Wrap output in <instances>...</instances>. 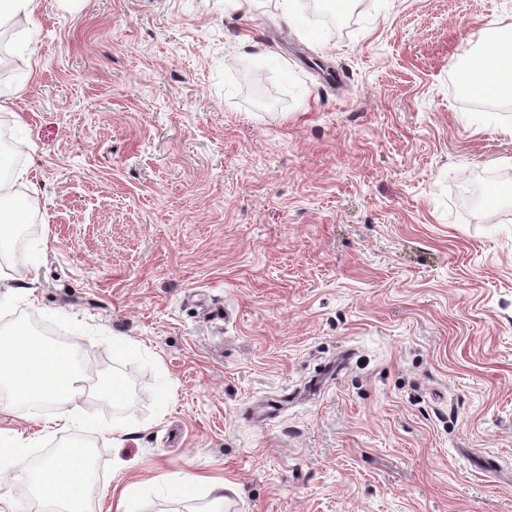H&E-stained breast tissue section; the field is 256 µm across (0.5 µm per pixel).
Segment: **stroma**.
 I'll return each instance as SVG.
<instances>
[{
  "instance_id": "1",
  "label": "stroma",
  "mask_w": 512,
  "mask_h": 512,
  "mask_svg": "<svg viewBox=\"0 0 512 512\" xmlns=\"http://www.w3.org/2000/svg\"><path fill=\"white\" fill-rule=\"evenodd\" d=\"M40 0L0 120L37 223L0 296L127 337L90 512H512V111L458 70L512 0ZM169 401L151 416L156 379ZM53 405L0 389V436Z\"/></svg>"
}]
</instances>
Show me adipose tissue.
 Instances as JSON below:
<instances>
[{
    "label": "adipose tissue",
    "mask_w": 512,
    "mask_h": 512,
    "mask_svg": "<svg viewBox=\"0 0 512 512\" xmlns=\"http://www.w3.org/2000/svg\"><path fill=\"white\" fill-rule=\"evenodd\" d=\"M458 80L463 89L482 97L512 91V52L502 42L486 41L460 69ZM75 358V348L57 346L25 328L0 332V384L26 403L54 405L49 422L54 430L67 429L78 418L74 402L82 389Z\"/></svg>",
    "instance_id": "obj_1"
}]
</instances>
